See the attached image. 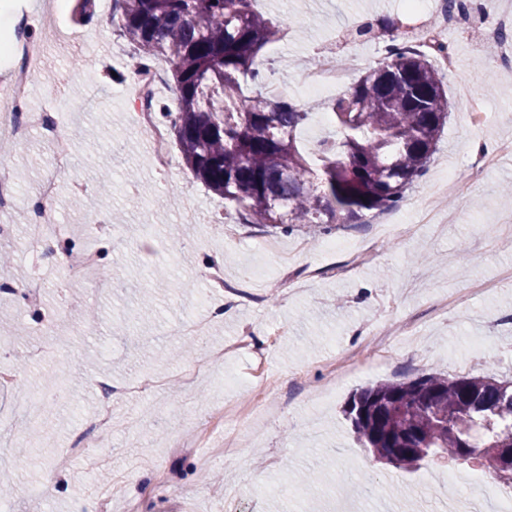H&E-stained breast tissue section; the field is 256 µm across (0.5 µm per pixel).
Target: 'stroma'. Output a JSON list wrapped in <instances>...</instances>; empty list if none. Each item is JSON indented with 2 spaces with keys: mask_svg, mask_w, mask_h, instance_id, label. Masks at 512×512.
Here are the masks:
<instances>
[{
  "mask_svg": "<svg viewBox=\"0 0 512 512\" xmlns=\"http://www.w3.org/2000/svg\"><path fill=\"white\" fill-rule=\"evenodd\" d=\"M10 2L30 13V36L42 46L28 105L53 113L75 148L51 209L76 249L85 243L87 214L103 218L109 231L97 243L99 273L125 281L99 288L91 279H70L62 259L27 246L16 214L0 218L14 226L0 253L43 287L36 306L0 299V341L24 360L17 387L50 395L39 419L12 418L22 446L15 466L0 467V484L13 489L10 512H224L231 500L237 512H379L386 504L430 512L431 487L447 470L430 462L409 472L380 463L358 442L343 410L353 393L380 380L428 373L512 380V199L500 193L512 184V160L470 183L474 158L512 142V75L475 52L478 16L448 31L454 67L446 79L447 123L426 175L404 201L328 235L306 226L286 235L241 223L233 203L193 177L179 149L171 151L169 176L156 173L128 102L138 50L121 36L112 0H95L88 21L60 0ZM254 8L298 22V31L264 49L263 60L287 84L289 99L314 108L300 131L308 147L334 128L318 97L304 91V72L336 54L355 81L383 57L381 42L343 43L341 33L389 18L400 44L416 41L430 22L410 13L404 0H256ZM73 29L83 42H62ZM63 72L71 77L64 92L57 80ZM462 82L492 112L490 123L470 122L458 94ZM16 151L11 167L23 199L49 170L53 145L35 130ZM106 170L107 191L99 180ZM449 172L470 185L451 199L455 223L401 243L386 236L388 225L415 220L434 182ZM77 179L88 185L84 194L71 191ZM331 239H375L379 251L354 265L347 255L326 252ZM216 262L231 284L260 270L250 286L260 302L226 307L223 292L205 277ZM312 265L323 275L305 278ZM411 318L414 335L393 337L387 357L371 358L373 332ZM351 355L357 366L335 382L329 400H315L331 365ZM143 376L158 388L113 398L112 432L90 428L103 404L99 381L123 387ZM75 443L89 455H66ZM311 469L320 482H300ZM291 476L297 487L277 495ZM395 486L405 496L392 494Z\"/></svg>",
  "mask_w": 512,
  "mask_h": 512,
  "instance_id": "stroma-1",
  "label": "stroma"
}]
</instances>
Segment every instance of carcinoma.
Instances as JSON below:
<instances>
[{
    "mask_svg": "<svg viewBox=\"0 0 512 512\" xmlns=\"http://www.w3.org/2000/svg\"><path fill=\"white\" fill-rule=\"evenodd\" d=\"M121 27L170 64L177 108L156 104L193 176L259 226L329 231L397 207L423 177L448 119L445 77L423 52L390 44L377 67L321 103L336 133L311 152L298 133L311 112L266 92L258 62L293 20L256 12L253 0H113ZM344 414L358 440L398 469L477 461L495 473L489 443L512 447V382L423 374L356 391Z\"/></svg>",
    "mask_w": 512,
    "mask_h": 512,
    "instance_id": "obj_1",
    "label": "carcinoma"
}]
</instances>
